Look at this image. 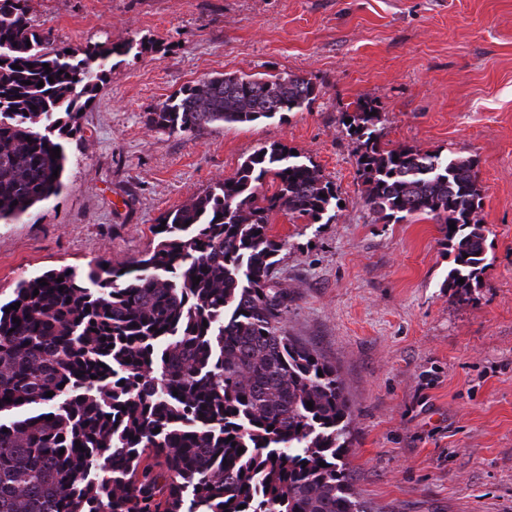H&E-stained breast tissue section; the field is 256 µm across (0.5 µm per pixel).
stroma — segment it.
<instances>
[{"label":"stroma","mask_w":512,"mask_h":512,"mask_svg":"<svg viewBox=\"0 0 512 512\" xmlns=\"http://www.w3.org/2000/svg\"><path fill=\"white\" fill-rule=\"evenodd\" d=\"M57 46L133 42L66 140L62 192L0 224V299L17 281L139 259L168 211L257 148L295 149L342 202L329 223L278 215L287 330L332 362L353 407L346 458L378 512H512V0H29ZM297 73L308 107L194 133L147 112L221 74ZM384 143L476 160L488 267L445 288L436 222L378 220L339 118L362 98Z\"/></svg>","instance_id":"1"}]
</instances>
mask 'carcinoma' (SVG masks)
I'll return each instance as SVG.
<instances>
[{
    "label": "carcinoma",
    "mask_w": 512,
    "mask_h": 512,
    "mask_svg": "<svg viewBox=\"0 0 512 512\" xmlns=\"http://www.w3.org/2000/svg\"><path fill=\"white\" fill-rule=\"evenodd\" d=\"M132 49L68 54L32 23L28 0H0V221L59 195L63 140L108 59ZM319 94L295 73L224 75L180 91L147 123L170 133L245 125ZM376 111L361 99L342 115L366 206L388 223L434 219L453 254L445 287H480L475 160L389 149ZM338 206L317 165L272 143L163 216L157 244L131 267L21 280L0 304V512H372L345 463L350 399L336 367L288 335V290L274 282L284 242L273 217L316 223Z\"/></svg>",
    "instance_id": "obj_1"
}]
</instances>
